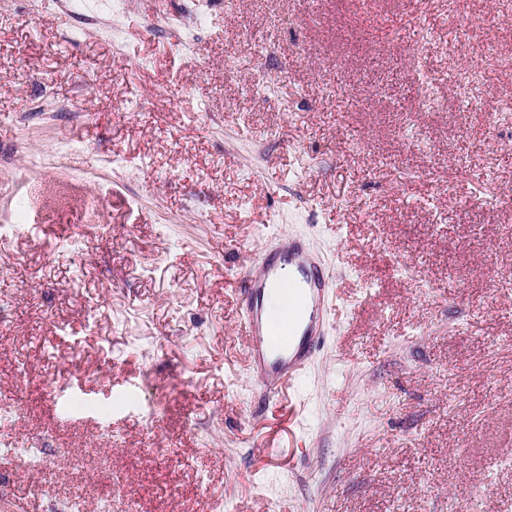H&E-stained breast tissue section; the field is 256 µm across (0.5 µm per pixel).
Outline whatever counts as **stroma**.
<instances>
[{
    "instance_id": "obj_1",
    "label": "stroma",
    "mask_w": 512,
    "mask_h": 512,
    "mask_svg": "<svg viewBox=\"0 0 512 512\" xmlns=\"http://www.w3.org/2000/svg\"><path fill=\"white\" fill-rule=\"evenodd\" d=\"M497 2L0 0V512H512V124L449 77L495 45L512 99ZM272 232L335 300L270 403ZM274 246L264 258L259 274L244 277L241 324L247 336L249 368L259 380L268 401L278 399L283 382L293 379L307 365L314 349L323 339L328 310V295L334 288V277L319 266L306 244L299 238L279 233ZM288 267V299L301 296L309 315L288 321V340L282 341L280 331L265 322L260 298L279 284L281 271Z\"/></svg>"
}]
</instances>
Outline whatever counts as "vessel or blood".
<instances>
[{"instance_id": "1", "label": "vessel or blood", "mask_w": 512, "mask_h": 512, "mask_svg": "<svg viewBox=\"0 0 512 512\" xmlns=\"http://www.w3.org/2000/svg\"><path fill=\"white\" fill-rule=\"evenodd\" d=\"M264 258L260 272L244 277L241 324L247 338L249 368L258 379L265 399L279 396L283 382L293 379L307 365L323 338L328 310V295L334 277L319 266L306 244L299 238L280 233ZM288 275V297L299 296L309 310L307 318H294L287 334H280L272 323L264 321L260 298Z\"/></svg>"}]
</instances>
